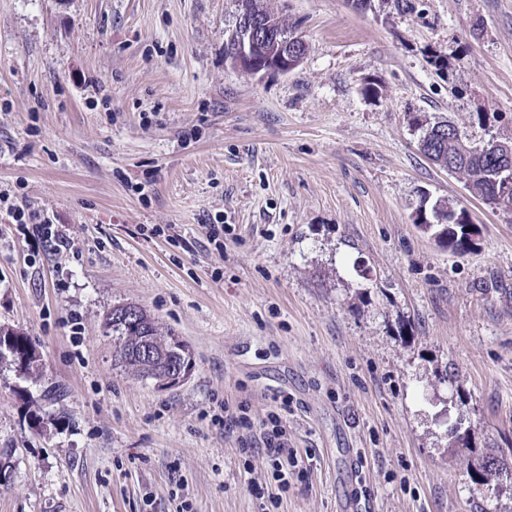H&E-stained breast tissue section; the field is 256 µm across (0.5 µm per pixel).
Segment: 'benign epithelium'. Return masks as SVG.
I'll list each match as a JSON object with an SVG mask.
<instances>
[{
    "mask_svg": "<svg viewBox=\"0 0 512 512\" xmlns=\"http://www.w3.org/2000/svg\"><path fill=\"white\" fill-rule=\"evenodd\" d=\"M229 52L236 63L254 74L267 71L288 73L304 59L308 52L306 41L294 34L284 35L281 30L268 22L240 10L237 29L227 43ZM142 311L134 304H125L114 309L113 317L133 325L141 321ZM142 359L163 361L169 353V346L156 336L137 338ZM190 358H183L179 364L169 368L158 380L162 387H173L185 381L192 371Z\"/></svg>",
    "mask_w": 512,
    "mask_h": 512,
    "instance_id": "1",
    "label": "benign epithelium"
}]
</instances>
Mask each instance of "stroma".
<instances>
[{"mask_svg": "<svg viewBox=\"0 0 512 512\" xmlns=\"http://www.w3.org/2000/svg\"><path fill=\"white\" fill-rule=\"evenodd\" d=\"M264 2L309 44L286 74L226 55L237 0H0V192L73 244L0 212V326L42 363L0 364V512H260L264 453L211 417L281 393L306 474L276 512H512L467 473L512 448V207L419 146L512 136V0ZM439 201L471 251L419 224ZM125 303L188 344L181 385L119 363ZM7 212L10 214L15 224H21L27 230L33 246L46 247L53 246L59 250H67L70 248V241L59 231L52 229L53 224L33 222L34 214L29 210L27 204H18L14 202L7 207ZM28 224H31L29 227ZM452 220L448 223V248L454 252L465 253L471 243V233L467 231L468 224H472L466 208L448 206Z\"/></svg>", "mask_w": 512, "mask_h": 512, "instance_id": "1", "label": "stroma"}]
</instances>
